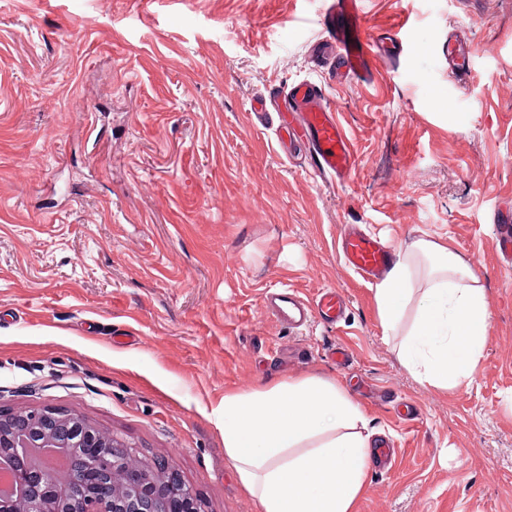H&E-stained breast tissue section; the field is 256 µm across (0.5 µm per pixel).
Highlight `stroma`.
Returning <instances> with one entry per match:
<instances>
[{
  "mask_svg": "<svg viewBox=\"0 0 512 512\" xmlns=\"http://www.w3.org/2000/svg\"><path fill=\"white\" fill-rule=\"evenodd\" d=\"M323 0H0V406L60 407L178 473L202 512H258L224 451V394L316 374L374 444L357 512H512V0H363L376 78L313 54ZM471 74L448 70L449 36ZM321 82L356 167L285 155L251 99ZM356 224L458 254L489 307L472 378L441 390L384 336L346 266ZM273 288L342 291L301 329Z\"/></svg>",
  "mask_w": 512,
  "mask_h": 512,
  "instance_id": "1",
  "label": "stroma"
}]
</instances>
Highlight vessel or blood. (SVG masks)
<instances>
[{"label":"vessel or blood","instance_id":"obj_1","mask_svg":"<svg viewBox=\"0 0 512 512\" xmlns=\"http://www.w3.org/2000/svg\"><path fill=\"white\" fill-rule=\"evenodd\" d=\"M321 17L328 35L326 59L333 64V78L341 84L370 81L373 65L361 0H328ZM447 54L451 70L462 77L468 75L470 47L452 39ZM323 100L320 85L301 81L289 85L275 99H256L251 110L262 124L277 131L280 146L294 141L306 144L318 174L340 181L353 171L355 157L335 112L326 108ZM342 253L346 264L366 278L384 274L392 257L388 246L354 227L344 235ZM269 310L282 324L298 328L314 311L327 320L338 321L343 314V301L333 290L323 291L311 300L283 293L271 296Z\"/></svg>","mask_w":512,"mask_h":512}]
</instances>
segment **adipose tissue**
<instances>
[{"mask_svg":"<svg viewBox=\"0 0 512 512\" xmlns=\"http://www.w3.org/2000/svg\"><path fill=\"white\" fill-rule=\"evenodd\" d=\"M477 282L434 242L396 250L376 287L377 308L387 336L415 308L399 356L420 381L451 389L471 377L489 319ZM371 438L360 406L333 379L309 375L224 395V450L260 512H354Z\"/></svg>","mask_w":512,"mask_h":512,"instance_id":"1","label":"adipose tissue"}]
</instances>
